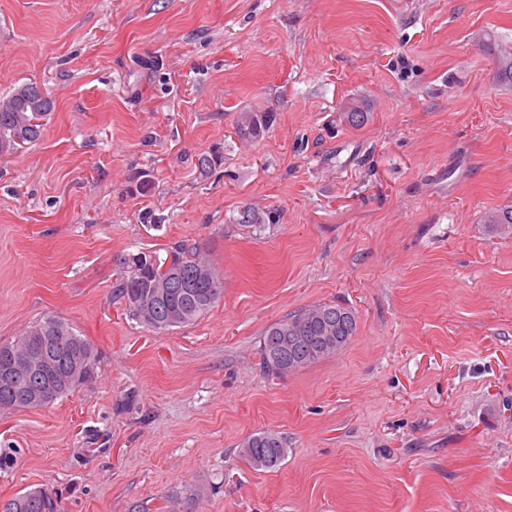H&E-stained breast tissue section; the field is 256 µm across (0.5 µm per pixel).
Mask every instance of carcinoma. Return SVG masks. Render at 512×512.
Instances as JSON below:
<instances>
[{
  "instance_id": "carcinoma-1",
  "label": "carcinoma",
  "mask_w": 512,
  "mask_h": 512,
  "mask_svg": "<svg viewBox=\"0 0 512 512\" xmlns=\"http://www.w3.org/2000/svg\"><path fill=\"white\" fill-rule=\"evenodd\" d=\"M498 74L512 81V53L495 46ZM35 82H23L0 99V154L8 155L42 135L44 121L54 108L48 94H38ZM267 126L264 112H243L237 125L242 137L260 135ZM120 272L113 288L129 315L145 328L162 333L204 316L223 294L218 268L201 256L194 243L173 248L170 260L140 251L119 257ZM354 312L339 302L311 305L271 323L263 332L261 361L276 377L302 369L336 353L356 335ZM47 338L53 362L50 374L32 372L6 380L1 375L4 355L25 350L40 337ZM98 352L68 323L46 317L31 325L17 340L0 343V412L35 410L31 396L50 386L46 408L97 376ZM240 457L254 470L278 468L288 456L285 439L274 431L253 433L241 443ZM0 512H59L58 502L42 488H31L0 500Z\"/></svg>"
}]
</instances>
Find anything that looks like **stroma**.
Wrapping results in <instances>:
<instances>
[{
	"instance_id": "35a3bbf8",
	"label": "stroma",
	"mask_w": 512,
	"mask_h": 512,
	"mask_svg": "<svg viewBox=\"0 0 512 512\" xmlns=\"http://www.w3.org/2000/svg\"><path fill=\"white\" fill-rule=\"evenodd\" d=\"M490 34L512 43V0H0V95L56 100L0 156V342L56 316L100 359L0 413V499L512 512V232L484 221L512 207V83ZM244 112L263 135L238 136ZM182 240L223 295L156 334L114 297L117 258ZM330 301L352 340L264 375L265 328ZM266 429L288 457L256 471L238 448ZM267 117L265 112L241 113L240 122L237 125L238 134L242 137L259 136L267 126Z\"/></svg>"
}]
</instances>
